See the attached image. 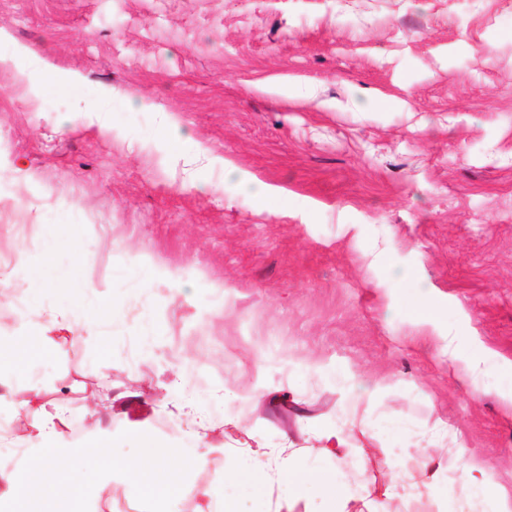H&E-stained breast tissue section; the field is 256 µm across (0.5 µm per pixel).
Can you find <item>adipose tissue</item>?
Masks as SVG:
<instances>
[{"label": "adipose tissue", "instance_id": "ef3b65f1", "mask_svg": "<svg viewBox=\"0 0 512 512\" xmlns=\"http://www.w3.org/2000/svg\"><path fill=\"white\" fill-rule=\"evenodd\" d=\"M30 286L31 299L27 312L20 317L18 343L40 352L52 343L54 331L92 323V316L59 318L44 307L43 293L69 288L65 275L41 274L31 278ZM17 409L33 418L30 434L33 445L29 450L30 465L22 467L19 476L10 483L9 495L13 501L34 496L39 503L37 512H84L83 492L71 485V464L91 456L103 475L124 474L132 496L162 501L188 492L197 500L195 512H214L213 489L190 490L181 479L184 468L206 464V452L144 436L140 439L141 454L136 462L116 460L107 455L108 441L97 431L87 443L70 445L62 432L63 412L48 409L39 393L27 392L18 400ZM315 434L321 452L336 457L337 472L312 471L295 463L293 458L277 457L256 459L247 466L225 467L217 481L224 485H248L258 498L269 495L272 486L278 484L287 488L289 498L295 499L312 485L334 505L336 512H376V491L359 487L350 456L345 452L349 445L345 431L319 428ZM452 468L458 488L457 512H512V503L499 489L493 464L473 462L469 449L460 445L453 450Z\"/></svg>", "mask_w": 512, "mask_h": 512}]
</instances>
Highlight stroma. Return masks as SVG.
I'll return each instance as SVG.
<instances>
[{
  "label": "stroma",
  "instance_id": "obj_1",
  "mask_svg": "<svg viewBox=\"0 0 512 512\" xmlns=\"http://www.w3.org/2000/svg\"><path fill=\"white\" fill-rule=\"evenodd\" d=\"M51 237L74 287L43 303L121 313L0 352V421L32 388L117 458L196 438L211 487L288 449L335 470L312 430L339 426L361 483L422 479L438 434L512 496V0H0V336ZM447 335L494 362L478 391ZM73 469L123 512L125 481Z\"/></svg>",
  "mask_w": 512,
  "mask_h": 512
}]
</instances>
